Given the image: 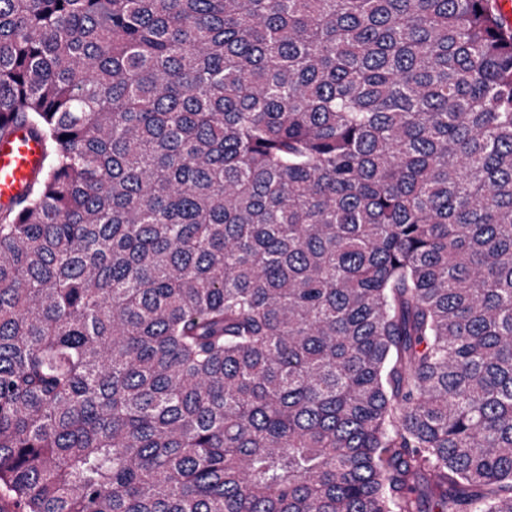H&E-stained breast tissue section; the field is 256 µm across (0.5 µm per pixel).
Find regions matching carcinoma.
I'll use <instances>...</instances> for the list:
<instances>
[{"label": "carcinoma", "mask_w": 512, "mask_h": 512, "mask_svg": "<svg viewBox=\"0 0 512 512\" xmlns=\"http://www.w3.org/2000/svg\"><path fill=\"white\" fill-rule=\"evenodd\" d=\"M0 512H512L491 0H0ZM43 142L27 124L0 137V207L15 206L26 186L42 172Z\"/></svg>", "instance_id": "cac0c4a2"}]
</instances>
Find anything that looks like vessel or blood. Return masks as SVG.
Wrapping results in <instances>:
<instances>
[{
    "instance_id": "b4317fda",
    "label": "vessel or blood",
    "mask_w": 512,
    "mask_h": 512,
    "mask_svg": "<svg viewBox=\"0 0 512 512\" xmlns=\"http://www.w3.org/2000/svg\"><path fill=\"white\" fill-rule=\"evenodd\" d=\"M43 142L26 124L0 137V207L16 205L26 186L42 171Z\"/></svg>"
}]
</instances>
